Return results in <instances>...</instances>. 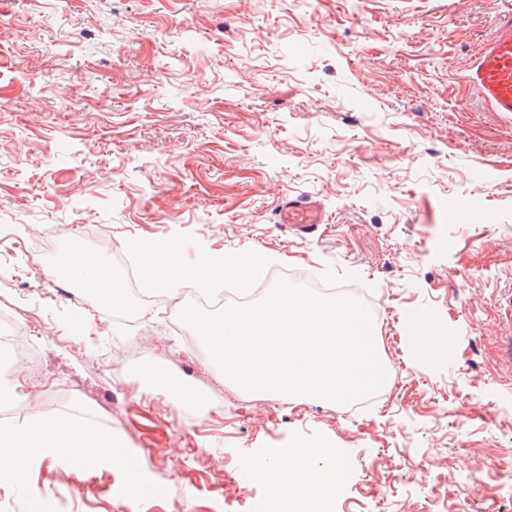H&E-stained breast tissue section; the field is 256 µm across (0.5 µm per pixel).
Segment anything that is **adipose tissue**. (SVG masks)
Listing matches in <instances>:
<instances>
[{
    "instance_id": "adipose-tissue-1",
    "label": "adipose tissue",
    "mask_w": 512,
    "mask_h": 512,
    "mask_svg": "<svg viewBox=\"0 0 512 512\" xmlns=\"http://www.w3.org/2000/svg\"><path fill=\"white\" fill-rule=\"evenodd\" d=\"M140 251L152 268L151 286L171 291L180 281L198 286L233 278L248 284L261 279L269 259L260 253L216 255L193 267L185 266L176 244H148ZM70 265L85 271L83 286L97 301L120 305L124 291L111 269L82 249L73 250ZM406 339L409 355L429 363L448 356V339L421 314L408 318ZM49 458L61 465L76 462L106 464L123 471L130 483L145 485L148 475L133 462V454L111 430L72 419L67 414L34 415L22 425L0 420V480L22 482L31 467ZM256 477L265 485L268 512H330L331 502L343 484L341 455L338 450L292 448L275 456H262L254 463Z\"/></svg>"
}]
</instances>
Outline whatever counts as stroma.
<instances>
[{
	"label": "stroma",
	"mask_w": 512,
	"mask_h": 512,
	"mask_svg": "<svg viewBox=\"0 0 512 512\" xmlns=\"http://www.w3.org/2000/svg\"><path fill=\"white\" fill-rule=\"evenodd\" d=\"M512 0H0V226L12 308L44 370H18L14 416L112 429L167 495L122 473L47 459L32 493L63 512H250L253 457L324 442L346 479L331 512H420L437 473L465 512H512V115L463 75ZM332 218L302 239L282 188ZM104 263L132 243L266 253L274 268L352 285L375 303L399 369L357 414L283 406L198 372L164 302L139 327L95 316L53 274L67 239ZM448 338L446 361L405 357L407 315ZM161 364L222 412L186 419L142 387Z\"/></svg>",
	"instance_id": "1"
}]
</instances>
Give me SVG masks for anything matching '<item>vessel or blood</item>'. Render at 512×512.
I'll list each match as a JSON object with an SVG mask.
<instances>
[{
  "instance_id": "b4317fda",
  "label": "vessel or blood",
  "mask_w": 512,
  "mask_h": 512,
  "mask_svg": "<svg viewBox=\"0 0 512 512\" xmlns=\"http://www.w3.org/2000/svg\"><path fill=\"white\" fill-rule=\"evenodd\" d=\"M467 82L492 111L512 115V14L505 15L496 36L478 54ZM276 210L280 223L302 238L315 236L328 221L321 201L287 192L281 193Z\"/></svg>"
}]
</instances>
